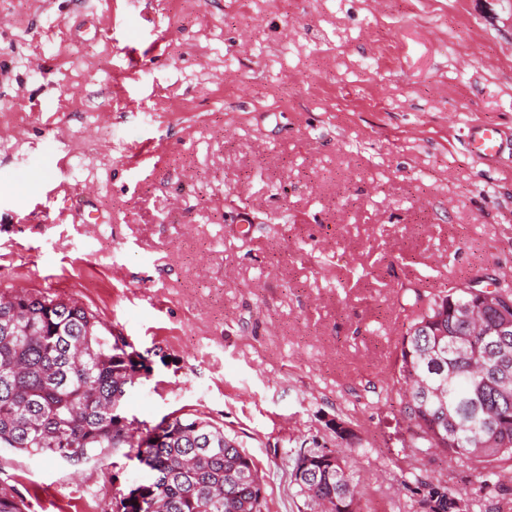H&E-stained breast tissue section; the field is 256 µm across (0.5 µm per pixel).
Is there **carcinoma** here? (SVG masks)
<instances>
[{"instance_id": "cac0c4a2", "label": "carcinoma", "mask_w": 512, "mask_h": 512, "mask_svg": "<svg viewBox=\"0 0 512 512\" xmlns=\"http://www.w3.org/2000/svg\"><path fill=\"white\" fill-rule=\"evenodd\" d=\"M507 288L486 292L462 283L437 296L402 337L399 397L412 439L449 457L512 462V336L498 325L512 317ZM483 307L484 322L464 319ZM144 364L131 346L75 301L28 291L0 292V448L69 462L104 459L134 448L149 473L142 483L151 512H264L263 481L250 454L224 427L202 417L164 421L161 440L142 447L124 415L127 391ZM291 482L300 512H357V480L347 460L328 448H307ZM430 512H460L448 487L428 491ZM0 512H25L0 487Z\"/></svg>"}]
</instances>
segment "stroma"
<instances>
[{"label":"stroma","instance_id":"1","mask_svg":"<svg viewBox=\"0 0 512 512\" xmlns=\"http://www.w3.org/2000/svg\"><path fill=\"white\" fill-rule=\"evenodd\" d=\"M512 0H19L0 11V291L74 301L149 370L125 414L223 426L265 512L300 449L339 451L359 512L438 481L512 512V463L413 447L395 365L471 278L512 287ZM61 158V167L50 164ZM349 427L353 442L336 435ZM145 470L0 450L26 512H117ZM503 140V133L496 126L478 123L470 129V151L478 161L496 157L502 150Z\"/></svg>","mask_w":512,"mask_h":512}]
</instances>
